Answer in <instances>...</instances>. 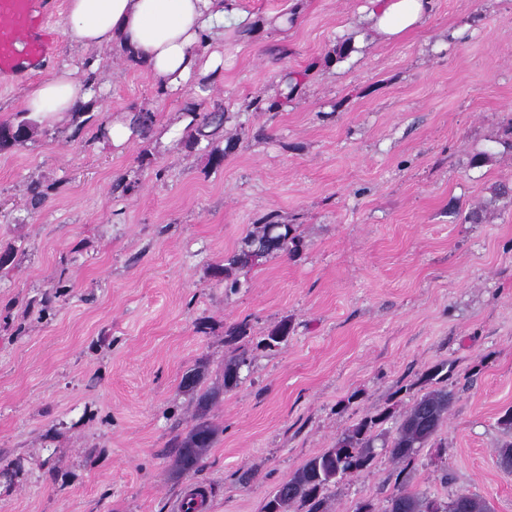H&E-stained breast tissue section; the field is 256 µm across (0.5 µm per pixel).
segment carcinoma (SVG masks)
<instances>
[{
    "mask_svg": "<svg viewBox=\"0 0 512 512\" xmlns=\"http://www.w3.org/2000/svg\"><path fill=\"white\" fill-rule=\"evenodd\" d=\"M188 127L193 131L185 146L192 147L205 138L214 143L224 125V106L216 102L210 112L186 113ZM155 122L152 112H138L133 116V131L146 136ZM38 122L27 112L16 114L15 121L0 123V149L23 145L32 139ZM303 248V238L292 224H279L268 216L255 225L243 239L237 252L224 257V264L216 265L214 276L224 277V286L232 290L238 287V280L230 278L234 268H252V256L259 251L265 258L278 254L297 256ZM288 321L283 320L256 347L274 348L288 338ZM250 365L246 350L233 354L224 363V391L237 388L242 382L241 370ZM447 365L440 364L429 369L421 382L429 385L426 392L417 397L402 415L390 439H383L377 430L390 419V412L381 411L366 415L344 431L334 447L307 460L286 482L279 484L268 496L263 512H290L298 504L305 512H328L326 492L356 473L368 468L374 457L375 448L380 447L395 461L411 459L419 449L425 447L437 434L448 418L454 400L453 391L448 389ZM199 371H188L182 378L181 387L196 395L198 418L185 436L174 442L175 465L179 472H195L207 448L211 447L219 429L207 419V411L216 398L214 390L201 391ZM498 423L508 439L497 448L500 467L512 473V410L505 412ZM355 512H493L488 500L467 490H460L446 500L432 496L427 491L413 490L407 486L392 494L382 507L372 502H362Z\"/></svg>",
    "mask_w": 512,
    "mask_h": 512,
    "instance_id": "obj_1",
    "label": "carcinoma"
}]
</instances>
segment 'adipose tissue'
Listing matches in <instances>:
<instances>
[{
    "instance_id": "1",
    "label": "adipose tissue",
    "mask_w": 512,
    "mask_h": 512,
    "mask_svg": "<svg viewBox=\"0 0 512 512\" xmlns=\"http://www.w3.org/2000/svg\"><path fill=\"white\" fill-rule=\"evenodd\" d=\"M237 0H69L68 17L77 43H112L174 93L194 75L220 74L224 55L203 52V33L221 34L227 17L246 22ZM373 30L386 41L421 26L431 0H369ZM86 79L66 69L31 89L26 104L39 117L79 111L90 99Z\"/></svg>"
}]
</instances>
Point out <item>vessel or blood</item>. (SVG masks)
Here are the masks:
<instances>
[{
	"label": "vessel or blood",
	"mask_w": 512,
	"mask_h": 512,
	"mask_svg": "<svg viewBox=\"0 0 512 512\" xmlns=\"http://www.w3.org/2000/svg\"><path fill=\"white\" fill-rule=\"evenodd\" d=\"M42 0H0V77L37 70L49 61L53 39L44 28Z\"/></svg>",
	"instance_id": "vessel-or-blood-1"
}]
</instances>
